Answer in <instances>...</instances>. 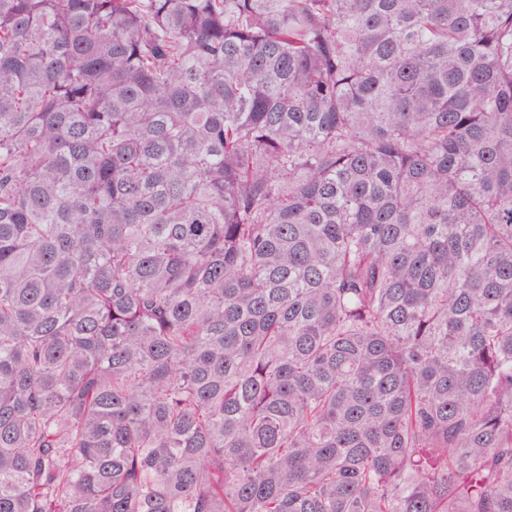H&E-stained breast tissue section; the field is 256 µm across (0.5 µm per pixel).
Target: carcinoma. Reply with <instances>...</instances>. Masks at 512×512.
<instances>
[{"mask_svg":"<svg viewBox=\"0 0 512 512\" xmlns=\"http://www.w3.org/2000/svg\"><path fill=\"white\" fill-rule=\"evenodd\" d=\"M0 512H512V0H0Z\"/></svg>","mask_w":512,"mask_h":512,"instance_id":"obj_1","label":"carcinoma"}]
</instances>
